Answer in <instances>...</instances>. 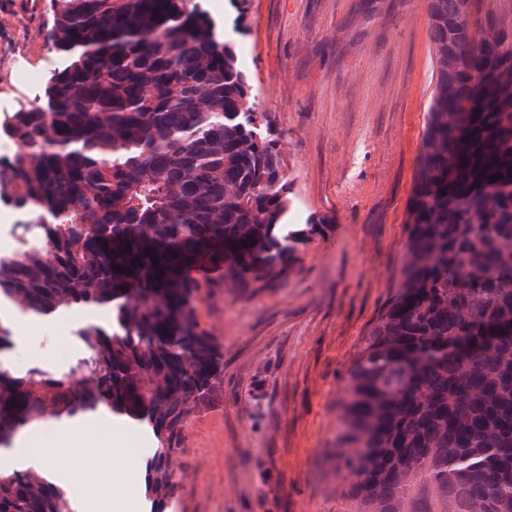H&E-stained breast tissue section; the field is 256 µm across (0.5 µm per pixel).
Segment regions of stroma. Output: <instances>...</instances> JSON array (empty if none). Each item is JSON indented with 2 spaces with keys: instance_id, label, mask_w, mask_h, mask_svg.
<instances>
[{
  "instance_id": "stroma-1",
  "label": "stroma",
  "mask_w": 512,
  "mask_h": 512,
  "mask_svg": "<svg viewBox=\"0 0 512 512\" xmlns=\"http://www.w3.org/2000/svg\"><path fill=\"white\" fill-rule=\"evenodd\" d=\"M0 0V59L53 53V6ZM276 142L291 214L323 224L274 288L199 305L224 389L188 418L167 512H350L330 462L343 378L400 283L437 65L428 0H201ZM19 369L73 365L51 319L13 314ZM130 423L88 451L99 479Z\"/></svg>"
}]
</instances>
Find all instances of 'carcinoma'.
Returning <instances> with one entry per match:
<instances>
[{
    "label": "carcinoma",
    "mask_w": 512,
    "mask_h": 512,
    "mask_svg": "<svg viewBox=\"0 0 512 512\" xmlns=\"http://www.w3.org/2000/svg\"><path fill=\"white\" fill-rule=\"evenodd\" d=\"M464 6L429 0L437 78L401 283L340 401L350 452L334 464L356 512H512V9ZM54 22L63 64L45 102L0 124L18 146L0 159V202L40 229L0 255V304L108 319L75 327L83 356L64 372L16 369L0 319V452L47 418L145 422L146 494L163 512L184 423L224 388L200 301L274 287L323 225L288 223L276 144L195 0H54ZM204 258L220 279L184 275ZM0 512L73 507L17 465L0 469Z\"/></svg>",
    "instance_id": "obj_1"
}]
</instances>
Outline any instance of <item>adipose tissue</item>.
I'll return each mask as SVG.
<instances>
[{
  "label": "adipose tissue",
  "mask_w": 512,
  "mask_h": 512,
  "mask_svg": "<svg viewBox=\"0 0 512 512\" xmlns=\"http://www.w3.org/2000/svg\"><path fill=\"white\" fill-rule=\"evenodd\" d=\"M61 435L65 436L66 444L63 451H48L38 445H23L15 449L14 455L18 462L33 465L45 471L54 481L68 482L72 473L66 464L67 458L82 456L88 445L96 440L99 428L74 420L60 428Z\"/></svg>",
  "instance_id": "1"
}]
</instances>
